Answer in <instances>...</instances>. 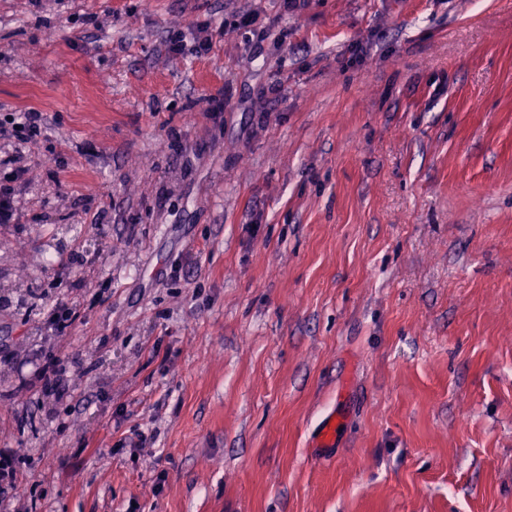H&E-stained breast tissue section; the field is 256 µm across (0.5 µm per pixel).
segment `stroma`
Listing matches in <instances>:
<instances>
[{
  "mask_svg": "<svg viewBox=\"0 0 512 512\" xmlns=\"http://www.w3.org/2000/svg\"><path fill=\"white\" fill-rule=\"evenodd\" d=\"M31 110L0 512H512V0H0Z\"/></svg>",
  "mask_w": 512,
  "mask_h": 512,
  "instance_id": "obj_1",
  "label": "stroma"
}]
</instances>
